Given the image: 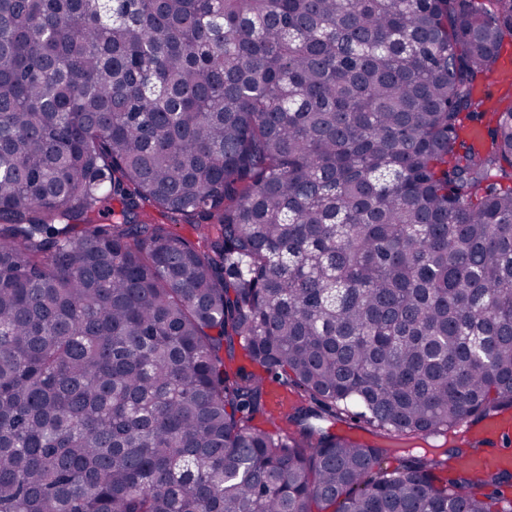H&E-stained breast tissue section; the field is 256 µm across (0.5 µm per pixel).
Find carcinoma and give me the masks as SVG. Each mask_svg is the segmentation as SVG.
<instances>
[{
    "instance_id": "cac0c4a2",
    "label": "carcinoma",
    "mask_w": 512,
    "mask_h": 512,
    "mask_svg": "<svg viewBox=\"0 0 512 512\" xmlns=\"http://www.w3.org/2000/svg\"><path fill=\"white\" fill-rule=\"evenodd\" d=\"M508 34L512 0H0V512H512L486 442L394 446L512 409ZM337 434L349 435L359 441H368L373 439L370 431L372 428L362 419L349 417L344 421L336 422V427L333 429Z\"/></svg>"
}]
</instances>
